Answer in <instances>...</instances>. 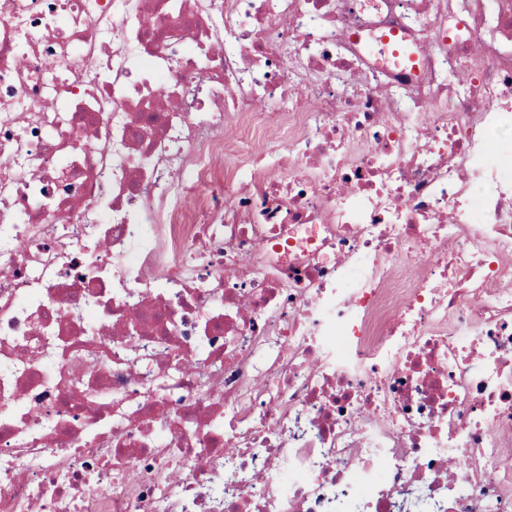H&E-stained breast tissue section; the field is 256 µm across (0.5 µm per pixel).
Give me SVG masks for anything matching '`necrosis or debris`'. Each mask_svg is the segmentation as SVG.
Here are the masks:
<instances>
[{
	"label": "necrosis or debris",
	"instance_id": "obj_1",
	"mask_svg": "<svg viewBox=\"0 0 512 512\" xmlns=\"http://www.w3.org/2000/svg\"><path fill=\"white\" fill-rule=\"evenodd\" d=\"M418 500L512 512V0H0V512Z\"/></svg>",
	"mask_w": 512,
	"mask_h": 512
}]
</instances>
